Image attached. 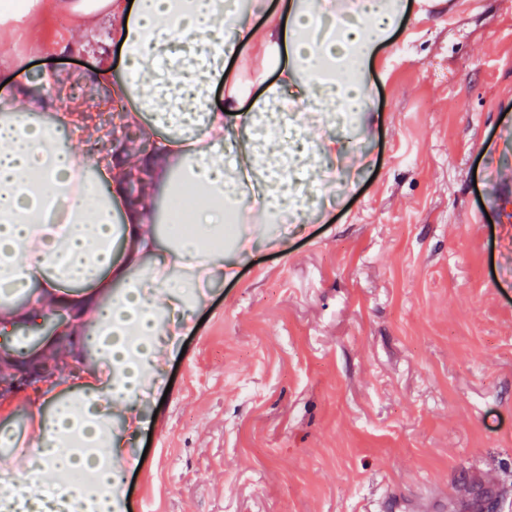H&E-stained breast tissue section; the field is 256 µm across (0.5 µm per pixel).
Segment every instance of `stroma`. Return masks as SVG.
Returning <instances> with one entry per match:
<instances>
[{
	"mask_svg": "<svg viewBox=\"0 0 512 512\" xmlns=\"http://www.w3.org/2000/svg\"><path fill=\"white\" fill-rule=\"evenodd\" d=\"M51 3L0 62V102L97 69ZM365 78L321 200L240 223L259 245L199 286L128 441L122 512H462L456 486L512 512V201L488 202L512 181V0L454 17L400 0Z\"/></svg>",
	"mask_w": 512,
	"mask_h": 512,
	"instance_id": "stroma-1",
	"label": "stroma"
}]
</instances>
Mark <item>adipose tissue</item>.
<instances>
[{
    "label": "adipose tissue",
    "instance_id": "ef3b65f1",
    "mask_svg": "<svg viewBox=\"0 0 512 512\" xmlns=\"http://www.w3.org/2000/svg\"><path fill=\"white\" fill-rule=\"evenodd\" d=\"M282 4L283 15L268 14L264 26L253 27L224 0H55L81 32L99 17L111 20L126 75L113 80L102 61L96 93L77 97L43 72L45 95L34 99L26 85L16 86L11 100L19 108L0 118V284L41 288L37 303L1 314L33 320L52 303L72 315L60 328L70 346L49 347L35 359L43 379L26 396L34 412L31 451L13 477L0 481V512H118L125 438L146 426L143 400L164 368L193 288L200 279L235 274L213 242L227 214L241 210L243 172L255 173L263 192L260 209L249 213L252 223L283 224L300 207L288 166L307 167L332 152L329 139L315 146L282 136L287 100L275 110H242L241 77L228 65L240 46L262 49L256 81L276 66L281 86L297 84L313 107V125L324 126L338 111L366 110L363 79H326L321 67L349 52L356 63L369 60L394 22V0H333L337 29L325 35L315 0ZM218 84L225 90L219 105L210 97ZM118 100L129 107L115 114V128L143 125L154 151L146 156L120 145V161L103 171V185L92 186L83 172L96 167V155L65 148L62 134L76 113ZM40 110L55 113L54 122L34 123ZM229 149L244 169H225ZM135 180L142 189L131 197ZM160 189L194 200L191 232L166 242L156 230ZM52 206L66 217L63 232L46 222ZM88 351L95 358L80 385H65L54 366Z\"/></svg>",
    "mask_w": 512,
    "mask_h": 512
}]
</instances>
